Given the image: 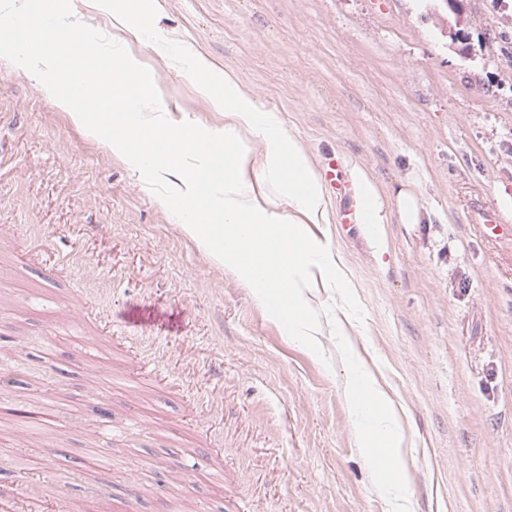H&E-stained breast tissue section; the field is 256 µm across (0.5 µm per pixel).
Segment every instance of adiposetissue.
<instances>
[{
	"label": "adipose tissue",
	"mask_w": 512,
	"mask_h": 512,
	"mask_svg": "<svg viewBox=\"0 0 512 512\" xmlns=\"http://www.w3.org/2000/svg\"><path fill=\"white\" fill-rule=\"evenodd\" d=\"M79 25L67 36L74 45L69 63H62L58 42L40 46L27 33L16 34L31 60L28 73L65 107L75 122L85 123V108L99 104L97 93L81 98L65 94L59 70L74 74L91 54L80 39ZM123 91L113 98L112 131L106 141L114 154L136 168L161 176L171 167L182 172L171 195L187 207L206 212L204 221L188 219L184 229L209 252L212 260L234 270L254 291L258 301L276 300L297 319H304L307 304L302 282L311 268L332 266V256L319 242L309 238L296 220L305 215L313 223L326 217V196L315 166L293 137L282 129L273 112L260 109L233 76L224 78L220 101L231 123L223 133L194 129L182 131L168 126L162 117H147L131 108ZM260 136L264 161L250 162V147L242 131ZM265 182L288 202V212L274 203H260L254 186Z\"/></svg>",
	"instance_id": "ef3b65f1"
}]
</instances>
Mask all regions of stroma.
<instances>
[{
    "instance_id": "stroma-1",
    "label": "stroma",
    "mask_w": 512,
    "mask_h": 512,
    "mask_svg": "<svg viewBox=\"0 0 512 512\" xmlns=\"http://www.w3.org/2000/svg\"><path fill=\"white\" fill-rule=\"evenodd\" d=\"M0 0V31L70 21L139 63L177 128L223 130L232 73L311 162L382 192L383 241L308 230L347 285H309L312 341L188 237L167 179L146 181L0 52V498L11 512H512V0ZM215 77L202 88L188 55ZM414 190L422 221L398 220ZM501 223L482 226L486 210ZM67 267L55 282L40 273ZM91 322L75 312L85 300ZM96 337L95 357L79 345ZM150 372L139 394L125 379ZM371 377L402 436L364 448ZM111 415L112 430L100 429ZM56 445L47 453L44 445ZM178 455L187 481L172 486ZM137 501L127 503L131 481Z\"/></svg>"
}]
</instances>
